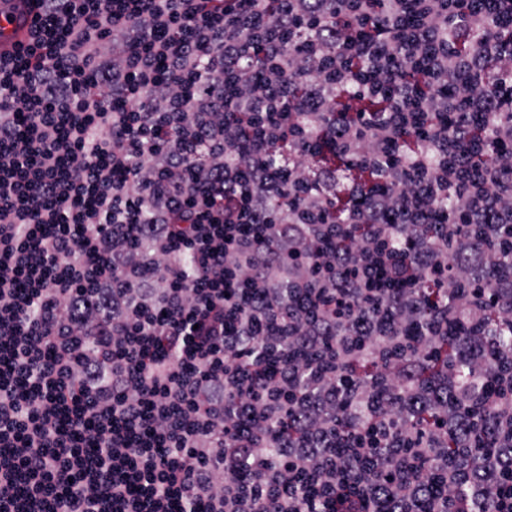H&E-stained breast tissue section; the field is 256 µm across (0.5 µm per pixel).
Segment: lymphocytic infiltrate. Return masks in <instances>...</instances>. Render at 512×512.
I'll use <instances>...</instances> for the list:
<instances>
[{
    "instance_id": "obj_1",
    "label": "lymphocytic infiltrate",
    "mask_w": 512,
    "mask_h": 512,
    "mask_svg": "<svg viewBox=\"0 0 512 512\" xmlns=\"http://www.w3.org/2000/svg\"><path fill=\"white\" fill-rule=\"evenodd\" d=\"M463 6L35 0L0 56V512H512V352L490 344L512 290L486 285L512 159L453 150L512 125L444 120L506 103L455 82L501 68L472 46L480 15L449 27ZM409 7L401 43L388 29ZM270 143L342 189L281 183ZM427 150L441 161L420 181L387 161ZM447 195L437 251L424 217ZM462 321L479 334L449 335ZM474 358L496 422L478 466L475 423L432 394Z\"/></svg>"
}]
</instances>
